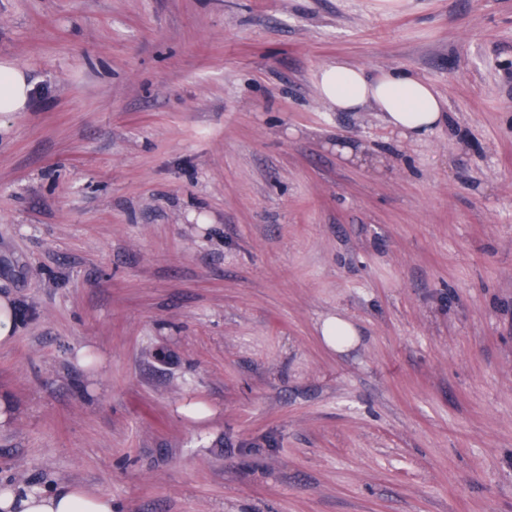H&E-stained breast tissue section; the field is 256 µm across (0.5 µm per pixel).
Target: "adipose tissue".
<instances>
[{"mask_svg": "<svg viewBox=\"0 0 512 512\" xmlns=\"http://www.w3.org/2000/svg\"><path fill=\"white\" fill-rule=\"evenodd\" d=\"M320 99L336 112L371 110L403 138L420 141L448 121L444 99L427 80L401 70L369 75L362 67L339 59L322 65L316 74ZM34 88L26 70L0 60V112H22ZM0 512H112L110 496L80 486L54 490L0 489Z\"/></svg>", "mask_w": 512, "mask_h": 512, "instance_id": "ef3b65f1", "label": "adipose tissue"}]
</instances>
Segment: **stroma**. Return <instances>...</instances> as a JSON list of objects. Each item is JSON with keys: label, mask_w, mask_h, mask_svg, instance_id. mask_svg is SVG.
I'll list each match as a JSON object with an SVG mask.
<instances>
[{"label": "stroma", "mask_w": 512, "mask_h": 512, "mask_svg": "<svg viewBox=\"0 0 512 512\" xmlns=\"http://www.w3.org/2000/svg\"><path fill=\"white\" fill-rule=\"evenodd\" d=\"M4 57L34 105L0 112V481L512 512V0H0ZM339 58L448 124L329 110ZM320 99L332 111L380 112L405 139L421 141L448 122L444 99L427 80L401 70L370 76L343 59L322 65L316 74ZM15 312L10 297H0V345L11 343L15 329ZM320 333L323 342L336 351L350 345L359 336L353 323L338 315L326 317L322 322Z\"/></svg>", "instance_id": "obj_1"}]
</instances>
